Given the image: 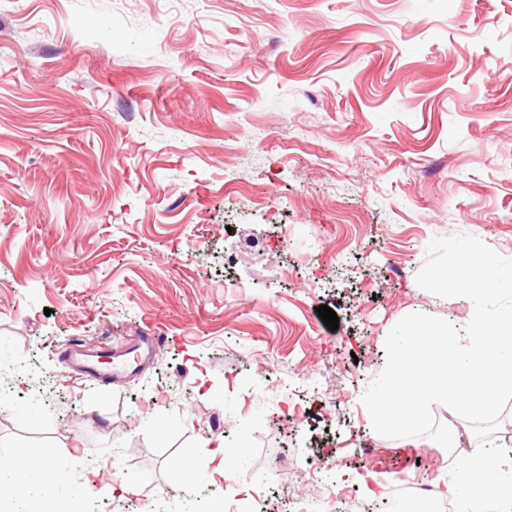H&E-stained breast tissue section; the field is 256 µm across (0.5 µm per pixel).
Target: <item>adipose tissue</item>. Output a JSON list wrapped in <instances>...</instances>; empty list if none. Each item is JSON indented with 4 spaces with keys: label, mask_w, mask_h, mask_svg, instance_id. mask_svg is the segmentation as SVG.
<instances>
[{
    "label": "adipose tissue",
    "mask_w": 512,
    "mask_h": 512,
    "mask_svg": "<svg viewBox=\"0 0 512 512\" xmlns=\"http://www.w3.org/2000/svg\"><path fill=\"white\" fill-rule=\"evenodd\" d=\"M457 474L441 484L444 496H459L464 483L477 481L479 492L471 496L468 512H512V462L498 446L479 455L456 459ZM64 481L62 470L52 458H31L26 449H15L0 458V499H6L12 512H61L58 488Z\"/></svg>",
    "instance_id": "adipose-tissue-1"
}]
</instances>
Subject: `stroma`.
<instances>
[{"mask_svg":"<svg viewBox=\"0 0 512 512\" xmlns=\"http://www.w3.org/2000/svg\"><path fill=\"white\" fill-rule=\"evenodd\" d=\"M453 234L512 258V0H0V451L84 512H385L448 477L361 396L403 316L462 321L416 283ZM143 336L128 376L64 365ZM385 500L389 501L394 511H399L402 503H424L434 512H455L456 505L453 501L439 498L434 487L419 482L411 474L396 476L393 483L387 487Z\"/></svg>","mask_w":512,"mask_h":512,"instance_id":"stroma-1","label":"stroma"}]
</instances>
